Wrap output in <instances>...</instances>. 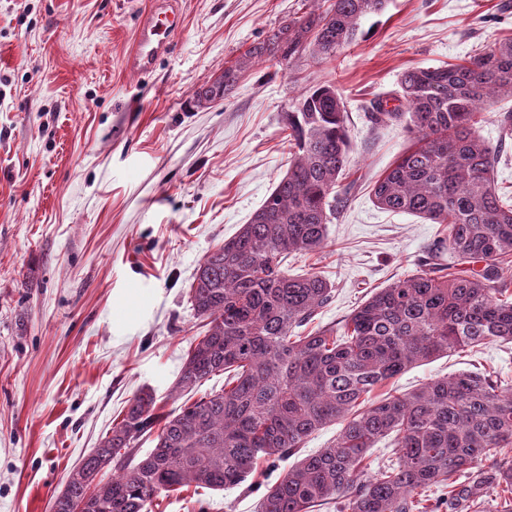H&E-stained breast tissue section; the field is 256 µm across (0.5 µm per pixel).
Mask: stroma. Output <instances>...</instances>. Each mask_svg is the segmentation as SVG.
Returning <instances> with one entry per match:
<instances>
[{"instance_id": "obj_1", "label": "stroma", "mask_w": 512, "mask_h": 512, "mask_svg": "<svg viewBox=\"0 0 512 512\" xmlns=\"http://www.w3.org/2000/svg\"><path fill=\"white\" fill-rule=\"evenodd\" d=\"M152 0H0V512H52L71 468L153 391L159 414L203 323L187 291L202 257L249 223L288 167L285 114L305 88L334 85L352 151L326 246L293 255L334 297L337 326L377 289L425 270L443 227L377 208L372 187L409 145L403 124L371 125L400 74L439 67L512 37V0H388L335 58L263 62L223 101L195 106L253 44L308 0H182L175 50L129 70ZM500 97L477 130L504 150L495 183L512 193V137ZM480 369L512 383V343L415 366L374 392L400 395ZM286 465L260 461L246 484L180 488L154 512H258Z\"/></svg>"}]
</instances>
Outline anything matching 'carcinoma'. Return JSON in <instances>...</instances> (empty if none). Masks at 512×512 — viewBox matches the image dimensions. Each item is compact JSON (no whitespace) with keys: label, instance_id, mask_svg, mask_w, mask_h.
Returning a JSON list of instances; mask_svg holds the SVG:
<instances>
[{"label":"carcinoma","instance_id":"obj_1","mask_svg":"<svg viewBox=\"0 0 512 512\" xmlns=\"http://www.w3.org/2000/svg\"><path fill=\"white\" fill-rule=\"evenodd\" d=\"M312 9L248 48L236 65L194 92L222 100L252 64L320 63L353 43L362 17L388 0H309ZM396 104L370 101L368 121L405 120L411 145L377 182L374 203L445 225L431 250L457 269L422 272L378 289L342 322L301 335L333 287L321 275L288 274L291 253L326 246L336 184L351 144L344 102L312 86L286 113L291 160L249 223L200 261L188 290L207 330L190 345L171 390L188 395L215 375L224 387L160 418L152 392L129 400L123 418L69 473L53 512H153L164 492L244 483L260 460L285 462L336 422V440L298 458L267 487L260 512H471L496 492L512 512V388L487 371L437 377L398 396L373 392L413 366L490 342H512V204L494 181L498 152L478 133L477 110L512 96V37L459 64L402 72ZM159 426L154 448L135 442ZM390 440L396 461L376 475L365 460ZM112 478L103 479L106 470Z\"/></svg>","mask_w":512,"mask_h":512}]
</instances>
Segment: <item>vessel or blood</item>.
Here are the masks:
<instances>
[{
  "label": "vessel or blood",
  "mask_w": 512,
  "mask_h": 512,
  "mask_svg": "<svg viewBox=\"0 0 512 512\" xmlns=\"http://www.w3.org/2000/svg\"><path fill=\"white\" fill-rule=\"evenodd\" d=\"M181 29V0H154L139 21L135 47L126 60L129 69L151 71L160 57L173 51Z\"/></svg>",
  "instance_id": "obj_1"
}]
</instances>
